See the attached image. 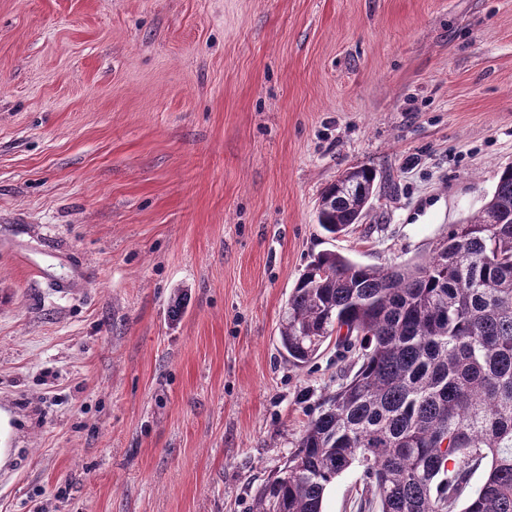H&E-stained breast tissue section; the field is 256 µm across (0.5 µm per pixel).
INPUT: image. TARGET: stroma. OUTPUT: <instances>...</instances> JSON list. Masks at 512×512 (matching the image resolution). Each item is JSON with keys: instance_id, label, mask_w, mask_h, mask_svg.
Returning <instances> with one entry per match:
<instances>
[{"instance_id": "1", "label": "stroma", "mask_w": 512, "mask_h": 512, "mask_svg": "<svg viewBox=\"0 0 512 512\" xmlns=\"http://www.w3.org/2000/svg\"><path fill=\"white\" fill-rule=\"evenodd\" d=\"M508 165L512 0H0V512H249L354 359L282 354L307 264L427 257ZM376 171L353 167L343 172L323 191L318 211V224L328 234L336 235L354 224H360L366 207L377 189ZM354 182L361 191L345 192L340 185Z\"/></svg>"}]
</instances>
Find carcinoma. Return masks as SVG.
<instances>
[{
	"mask_svg": "<svg viewBox=\"0 0 512 512\" xmlns=\"http://www.w3.org/2000/svg\"><path fill=\"white\" fill-rule=\"evenodd\" d=\"M376 180L353 167L329 184L321 228L361 223ZM333 336L358 368L251 512H323L328 486L352 467L362 470L358 512H512V165L483 209L417 262L314 256L288 297L280 344L302 366ZM482 466L483 482L466 492Z\"/></svg>",
	"mask_w": 512,
	"mask_h": 512,
	"instance_id": "carcinoma-1",
	"label": "carcinoma"
}]
</instances>
